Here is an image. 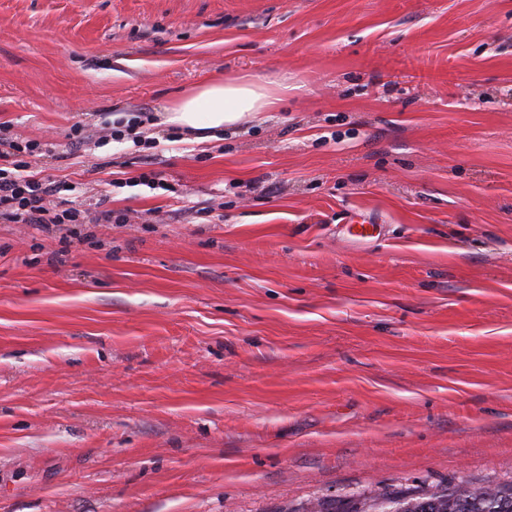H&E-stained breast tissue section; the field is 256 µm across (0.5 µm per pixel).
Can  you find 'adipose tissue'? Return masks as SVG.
I'll use <instances>...</instances> for the list:
<instances>
[{
  "label": "adipose tissue",
  "instance_id": "ef3b65f1",
  "mask_svg": "<svg viewBox=\"0 0 512 512\" xmlns=\"http://www.w3.org/2000/svg\"><path fill=\"white\" fill-rule=\"evenodd\" d=\"M276 98L267 87L250 81H224L198 87L159 116L177 132L215 137L224 129L273 108Z\"/></svg>",
  "mask_w": 512,
  "mask_h": 512
}]
</instances>
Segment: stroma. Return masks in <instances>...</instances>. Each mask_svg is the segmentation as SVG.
Instances as JSON below:
<instances>
[{
    "instance_id": "obj_1",
    "label": "stroma",
    "mask_w": 512,
    "mask_h": 512,
    "mask_svg": "<svg viewBox=\"0 0 512 512\" xmlns=\"http://www.w3.org/2000/svg\"><path fill=\"white\" fill-rule=\"evenodd\" d=\"M238 79L273 111L155 124ZM0 125L129 217L0 222V512L512 482V0H0Z\"/></svg>"
}]
</instances>
